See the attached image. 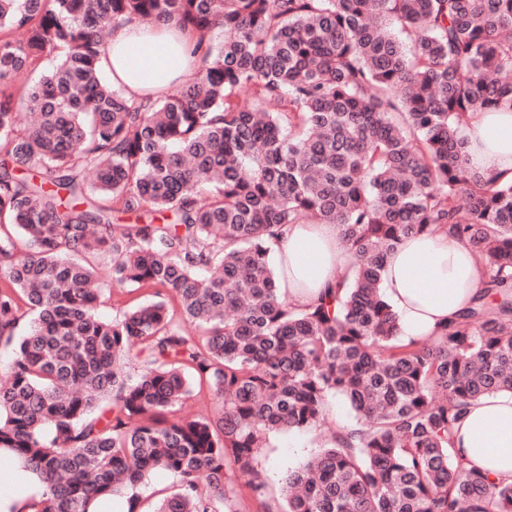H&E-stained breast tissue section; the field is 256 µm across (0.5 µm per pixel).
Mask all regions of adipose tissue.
<instances>
[{"instance_id": "adipose-tissue-1", "label": "adipose tissue", "mask_w": 512, "mask_h": 512, "mask_svg": "<svg viewBox=\"0 0 512 512\" xmlns=\"http://www.w3.org/2000/svg\"><path fill=\"white\" fill-rule=\"evenodd\" d=\"M197 66L194 42L175 27L124 25L113 29L102 59L113 84L128 95L159 96L188 80ZM461 133L471 165L488 179L512 178V113H470ZM278 284L298 306H308L336 283L352 255L333 224H290L273 244ZM485 277L468 246L445 232L406 238L384 259L380 289L407 341L436 336L477 293ZM454 454L512 483V393L472 403L452 445Z\"/></svg>"}]
</instances>
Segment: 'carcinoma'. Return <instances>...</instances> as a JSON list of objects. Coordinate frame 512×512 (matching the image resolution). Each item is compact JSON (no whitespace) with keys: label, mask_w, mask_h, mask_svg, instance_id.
Here are the masks:
<instances>
[{"label":"carcinoma","mask_w":512,"mask_h":512,"mask_svg":"<svg viewBox=\"0 0 512 512\" xmlns=\"http://www.w3.org/2000/svg\"><path fill=\"white\" fill-rule=\"evenodd\" d=\"M120 22L192 32L194 76L128 99L100 68ZM489 110L512 112V0H0V450L42 487L30 508L142 512L162 469L179 484L152 512H239L234 475L264 512H512V483L449 448L471 402L512 392V179L458 133ZM288 224H334L354 257L303 308L269 260ZM430 229L485 278L404 343L383 259ZM101 253L113 288L154 298L100 319ZM193 394L221 409L175 415ZM336 396L353 432L268 500L264 449Z\"/></svg>","instance_id":"carcinoma-1"}]
</instances>
